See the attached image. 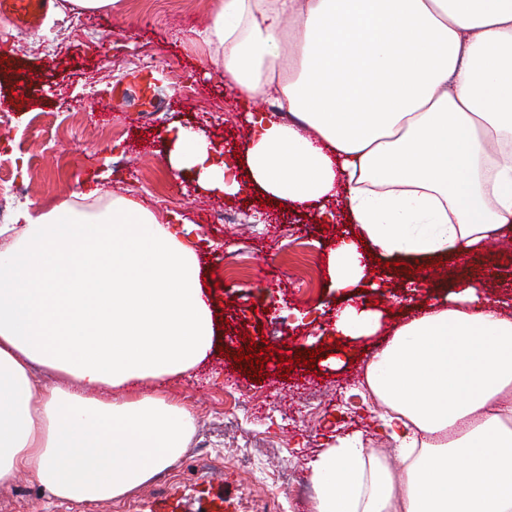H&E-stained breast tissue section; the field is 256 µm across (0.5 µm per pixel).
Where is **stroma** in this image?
Returning <instances> with one entry per match:
<instances>
[{"instance_id": "35a3bbf8", "label": "stroma", "mask_w": 512, "mask_h": 512, "mask_svg": "<svg viewBox=\"0 0 512 512\" xmlns=\"http://www.w3.org/2000/svg\"><path fill=\"white\" fill-rule=\"evenodd\" d=\"M213 8L214 0H117L78 28L67 10L50 12L36 34L0 25V40L13 45L0 55V115L10 123L0 151L27 157V191L11 208L49 210L75 191L91 192L111 159L119 165L112 193L194 223L201 281L212 288L213 312L227 320L215 327L208 357L165 385L169 398L196 414L189 449L172 469L134 496L90 505L51 499L22 472L0 487V512H148V495H190L208 471L232 482L240 512H309L314 489L305 461L335 435L362 430L392 468L400 466L377 426L382 403L356 397L370 356L396 328L474 274L487 275L485 297L512 315V247L495 241L467 263L443 260L415 285L404 267L377 266L382 286L366 281L357 293L381 313L379 331L338 338L335 314L345 300L330 286L328 257L341 237L357 235L355 225L339 217L325 227L314 210L264 207L251 191L215 198L191 176L173 177L162 140L169 123L231 147L246 132L221 78L224 57L199 36ZM153 55L163 65H149ZM260 337L284 358L317 350L323 358L285 377L271 360L257 380L235 356Z\"/></svg>"}]
</instances>
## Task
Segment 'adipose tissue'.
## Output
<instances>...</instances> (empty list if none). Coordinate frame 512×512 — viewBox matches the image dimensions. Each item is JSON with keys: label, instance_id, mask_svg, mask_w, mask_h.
<instances>
[{"label": "adipose tissue", "instance_id": "obj_1", "mask_svg": "<svg viewBox=\"0 0 512 512\" xmlns=\"http://www.w3.org/2000/svg\"><path fill=\"white\" fill-rule=\"evenodd\" d=\"M201 39L245 107L244 149L227 158L175 123L168 170L329 220L342 199L358 235L330 252L336 290L369 278L367 245L464 262L512 232V0H216ZM188 226L125 197L0 225V486L25 472L58 500H113L187 451L195 415L163 384L214 336ZM380 319L351 302L335 330L369 336ZM366 381L404 469L337 436L306 463L311 512H512V319L481 280L404 322Z\"/></svg>", "mask_w": 512, "mask_h": 512}]
</instances>
